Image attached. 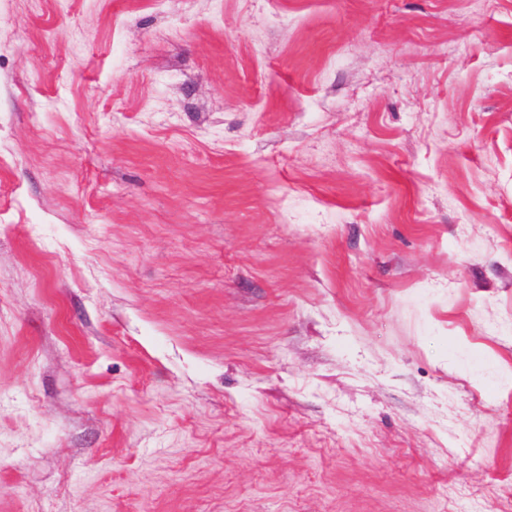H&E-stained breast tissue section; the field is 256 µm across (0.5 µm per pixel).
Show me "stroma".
Here are the masks:
<instances>
[{
	"label": "stroma",
	"mask_w": 512,
	"mask_h": 512,
	"mask_svg": "<svg viewBox=\"0 0 512 512\" xmlns=\"http://www.w3.org/2000/svg\"><path fill=\"white\" fill-rule=\"evenodd\" d=\"M512 512V0H0V512Z\"/></svg>",
	"instance_id": "obj_1"
}]
</instances>
